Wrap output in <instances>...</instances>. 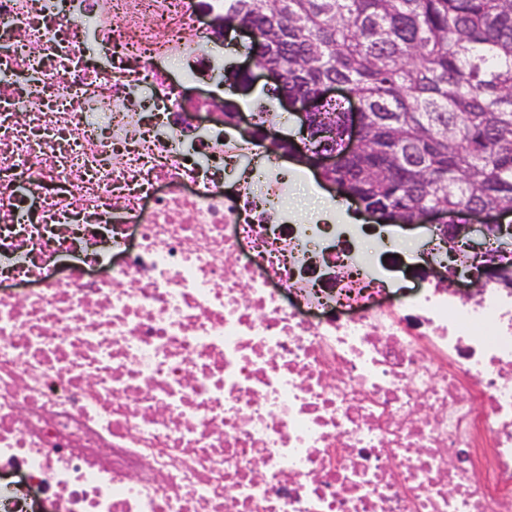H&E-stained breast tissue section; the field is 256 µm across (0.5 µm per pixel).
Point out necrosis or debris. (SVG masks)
<instances>
[{"label": "necrosis or debris", "mask_w": 512, "mask_h": 512, "mask_svg": "<svg viewBox=\"0 0 512 512\" xmlns=\"http://www.w3.org/2000/svg\"><path fill=\"white\" fill-rule=\"evenodd\" d=\"M224 0H0V512H512V289L288 219Z\"/></svg>", "instance_id": "necrosis-or-debris-1"}]
</instances>
